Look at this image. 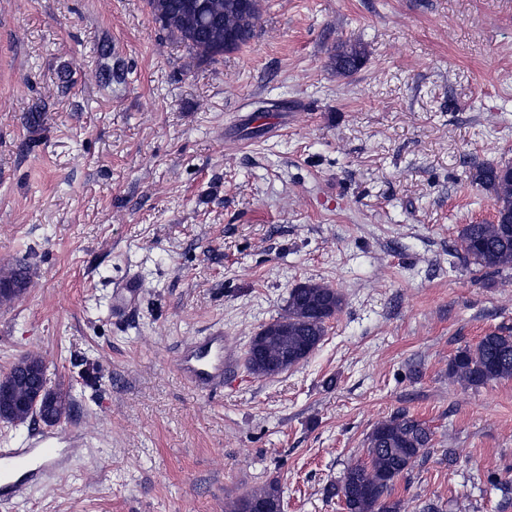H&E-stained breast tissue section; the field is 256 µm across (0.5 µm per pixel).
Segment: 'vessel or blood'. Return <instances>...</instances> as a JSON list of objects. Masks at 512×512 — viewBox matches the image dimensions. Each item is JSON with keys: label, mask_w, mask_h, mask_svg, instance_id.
<instances>
[{"label": "vessel or blood", "mask_w": 512, "mask_h": 512, "mask_svg": "<svg viewBox=\"0 0 512 512\" xmlns=\"http://www.w3.org/2000/svg\"><path fill=\"white\" fill-rule=\"evenodd\" d=\"M135 278L122 281L113 290L112 312L119 315L132 307L140 295ZM232 365L224 356V332L214 329L209 336L187 342L179 356L178 370L197 389L223 387L224 373ZM82 434H42L19 448H0V506L10 504L24 486L46 483L66 469L71 457L84 447Z\"/></svg>", "instance_id": "b4317fda"}]
</instances>
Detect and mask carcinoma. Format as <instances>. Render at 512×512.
I'll use <instances>...</instances> for the list:
<instances>
[{
  "mask_svg": "<svg viewBox=\"0 0 512 512\" xmlns=\"http://www.w3.org/2000/svg\"><path fill=\"white\" fill-rule=\"evenodd\" d=\"M251 0H147L154 21L176 36L190 54L199 60L221 57L247 44L255 33L259 14L251 11ZM366 49L359 43H344L333 57L336 73L352 74L365 64ZM474 180L493 191L498 221L465 224L459 232L463 259L483 271L500 273L512 269V165L486 163L476 166ZM27 285V269L18 264L0 276V290L19 292ZM343 307V298L330 285L308 280L292 289L279 320L288 321V337L268 344L276 353L288 348V366L305 360L326 334V324ZM42 358L23 356L0 377V390L9 383L19 385ZM448 378L467 387L512 379V333L494 331L483 336L453 357ZM71 392L48 386L41 402V413L53 423L67 417ZM432 432L425 423L396 413L377 423L367 437L368 461L344 468L336 495L346 512H401V502L392 498L395 480L405 475L416 460L432 447ZM282 491L268 482L232 501L229 512H277Z\"/></svg>",
  "mask_w": 512,
  "mask_h": 512,
  "instance_id": "1",
  "label": "carcinoma"
}]
</instances>
